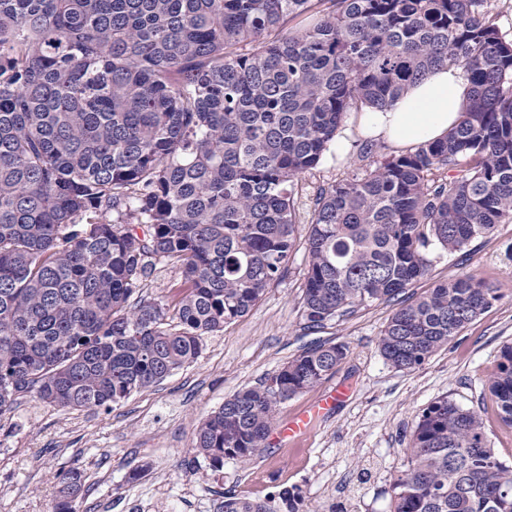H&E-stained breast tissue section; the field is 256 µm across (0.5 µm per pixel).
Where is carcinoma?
Returning a JSON list of instances; mask_svg holds the SVG:
<instances>
[{"instance_id": "1", "label": "carcinoma", "mask_w": 512, "mask_h": 512, "mask_svg": "<svg viewBox=\"0 0 512 512\" xmlns=\"http://www.w3.org/2000/svg\"><path fill=\"white\" fill-rule=\"evenodd\" d=\"M488 0H0V413L26 396L108 407L197 359L247 314L310 224L302 304L319 329L396 305L378 338L414 370L498 298L474 276L408 288L448 252L512 223V40ZM439 66L472 96L448 136L365 144L354 174L302 180L346 115L396 102ZM143 226V234L135 225ZM159 264L172 303L140 295ZM321 343L224 401L196 430L215 469L261 448L278 407L346 358ZM488 389L512 426V345ZM393 512H512V464L480 414L425 408ZM56 512L84 476L58 475ZM222 512H302L299 493L224 494Z\"/></svg>"}]
</instances>
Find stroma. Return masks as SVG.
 Returning <instances> with one entry per match:
<instances>
[{"label": "stroma", "instance_id": "stroma-1", "mask_svg": "<svg viewBox=\"0 0 512 512\" xmlns=\"http://www.w3.org/2000/svg\"><path fill=\"white\" fill-rule=\"evenodd\" d=\"M356 151L328 155L302 181L316 187L357 173ZM433 284L474 275L499 297L448 346L412 371L393 368L377 342L394 307L372 303L320 329L305 325L301 308L304 248L294 250L283 278L244 317L204 337L199 358L128 400L72 410L34 397L0 412V512H53L56 475L78 467L87 492L79 512H220L224 491L266 498L288 487L304 512H392V486L408 465L407 444L423 409L448 398L479 411L493 448L512 463V426L504 424L486 380L500 348L512 343V223L450 253L430 249ZM343 343L335 373L280 405L284 420L336 386L344 399L302 439L267 441L246 460L222 469L193 451L203 417L242 388L256 385L319 342Z\"/></svg>", "mask_w": 512, "mask_h": 512}]
</instances>
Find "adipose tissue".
Returning <instances> with one entry per match:
<instances>
[{
  "label": "adipose tissue",
  "mask_w": 512,
  "mask_h": 512,
  "mask_svg": "<svg viewBox=\"0 0 512 512\" xmlns=\"http://www.w3.org/2000/svg\"><path fill=\"white\" fill-rule=\"evenodd\" d=\"M470 90V77L464 69L436 68L392 106L361 112L355 129H341L330 149L340 156L347 154L357 135L395 149L440 140L457 123Z\"/></svg>",
  "instance_id": "1"
}]
</instances>
